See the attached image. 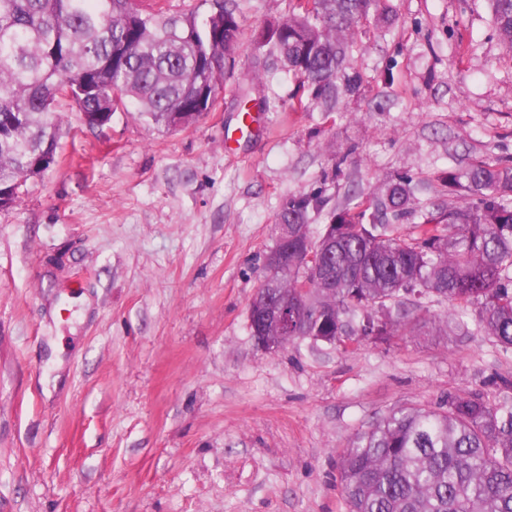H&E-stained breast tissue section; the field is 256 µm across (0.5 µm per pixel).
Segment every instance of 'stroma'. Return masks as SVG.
I'll return each mask as SVG.
<instances>
[{
  "label": "stroma",
  "instance_id": "stroma-1",
  "mask_svg": "<svg viewBox=\"0 0 512 512\" xmlns=\"http://www.w3.org/2000/svg\"><path fill=\"white\" fill-rule=\"evenodd\" d=\"M219 105L160 131L62 107L56 163L0 210V512H348L337 464L390 410L496 398L486 336L258 348L248 308L282 204L372 207L402 178L456 207L445 174L512 164V50L488 0H384L356 31L358 94L323 111L262 27L292 0H238ZM255 136L225 151L243 92ZM304 111H297V104Z\"/></svg>",
  "mask_w": 512,
  "mask_h": 512
}]
</instances>
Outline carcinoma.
I'll return each mask as SVG.
<instances>
[{
    "mask_svg": "<svg viewBox=\"0 0 512 512\" xmlns=\"http://www.w3.org/2000/svg\"><path fill=\"white\" fill-rule=\"evenodd\" d=\"M496 30L512 48V0H489ZM380 0H297L295 11L261 34L275 61L325 106L358 90L347 74L358 23ZM236 0L200 16L167 17L152 0H0V208L13 206L39 160L57 150L59 104L114 113L126 103L157 129L184 127L215 109L240 48ZM448 191L467 198L425 209L413 231L409 179L389 185L373 208L333 209L314 234L312 216L329 200L293 196L275 224L291 229L288 263L263 264L272 299L295 309L292 341H386L415 332L400 317L407 295L448 300L429 336L470 333L457 310L471 307L475 329L512 352V165L475 160L450 169ZM311 246L314 259L293 262ZM499 399L448 393L435 409L389 412L354 435L340 458L349 512H512V377Z\"/></svg>",
    "mask_w": 512,
    "mask_h": 512,
    "instance_id": "cac0c4a2",
    "label": "carcinoma"
}]
</instances>
